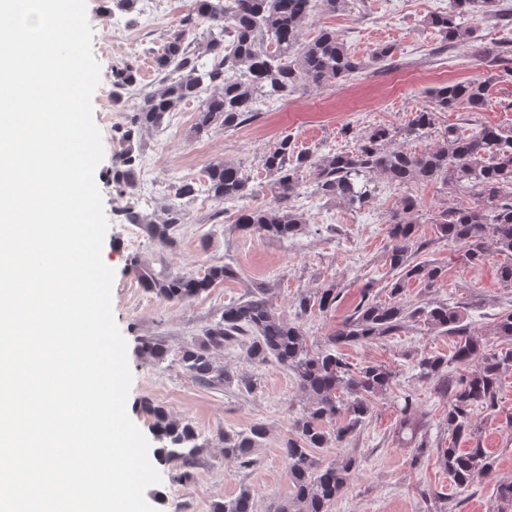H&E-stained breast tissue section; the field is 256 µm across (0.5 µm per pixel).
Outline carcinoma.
Returning a JSON list of instances; mask_svg holds the SVG:
<instances>
[{
    "label": "carcinoma",
    "instance_id": "carcinoma-1",
    "mask_svg": "<svg viewBox=\"0 0 512 512\" xmlns=\"http://www.w3.org/2000/svg\"><path fill=\"white\" fill-rule=\"evenodd\" d=\"M503 0H448V10L426 20L445 47L463 43L473 34L477 16L491 17L512 25V7ZM352 0H191L180 27L167 35L154 58L160 87L143 93L127 122L115 129L126 144L113 179L121 191L133 194L138 184L140 154L134 141L145 128L159 130L174 108L197 99L214 88L196 115L197 135L215 128L237 129L260 112V106L288 98L301 88L338 87L364 69L392 58L396 47L376 48L368 61L355 57L336 32L323 29L310 42L302 43L304 25L324 14L345 12ZM206 24L201 46H195L193 31ZM495 73L484 80L472 79L443 84L427 91L424 104L400 126H377L354 136L355 147L320 155L298 151L291 138L280 140L263 160L271 177L268 190L275 205L251 208L240 202L256 189L241 165L214 160L200 181H183L175 198L193 200L205 195L218 204H239L234 223L260 238L286 241L305 223L303 214L289 204L300 195L304 184L312 193L339 199L352 210L365 208L376 198L382 177L403 190L387 224V259L397 278L390 283L389 299L381 301L365 288L353 313L326 336L323 345H308L304 321L317 312L328 313L340 296L338 285L301 293L295 305V320L277 312L274 289L257 285L243 298L224 305L219 319L204 339L182 349L180 363L195 381L221 385L229 376L217 366L213 353L225 347H240L255 364L275 362L293 372L300 394L308 404L294 421L292 436L285 439L282 452L293 485L292 496L279 502L273 512H330L358 471V462L340 455L324 465L313 454L330 444L343 447L358 436L372 413L375 399L386 394L395 377L383 364L355 366L341 352L344 345H356L394 336L408 319L418 318L431 331L457 337L448 358L431 355L417 363L419 377L438 379V390L448 396V446L437 449L439 465L459 488L471 487L493 467L491 453L478 435L474 410L487 416L498 414V393L502 374L512 370V348L493 350L470 334L456 303L434 300L443 287V270L426 262H415L422 248L418 242L420 202L414 187L436 183L442 187H464L473 202L450 206L432 217L438 238L465 249L467 263L478 265L489 251L512 256V127L481 124L469 134L453 125L436 127L437 114L465 107L471 112L483 108L487 90L494 80H512V41L495 48L482 47L475 53ZM138 65L132 61L112 69V85L123 89L137 81ZM434 141L416 152L405 143ZM166 219L158 224L148 216L127 208L121 216L129 224L143 226L151 239L163 247L177 243L180 205H166ZM144 288L165 301H184L238 278L228 264L211 265L203 274H172L131 259ZM416 280L428 300L422 304L401 298L405 282ZM499 338L512 342V311L497 314ZM145 356L160 364L166 359L164 345L153 339L142 343ZM152 416V433L161 443L163 459L181 461L180 478L188 481L196 468L198 434L193 425L177 419L161 406H147ZM340 422L333 430L327 425ZM396 436L411 444H426L425 422L418 414L413 395L406 394L399 406ZM265 438V430L254 426L247 432H224V458L249 468L256 463L254 448ZM472 441L468 448L458 440ZM212 512H253L249 490L237 497L216 502Z\"/></svg>",
    "mask_w": 512,
    "mask_h": 512
}]
</instances>
